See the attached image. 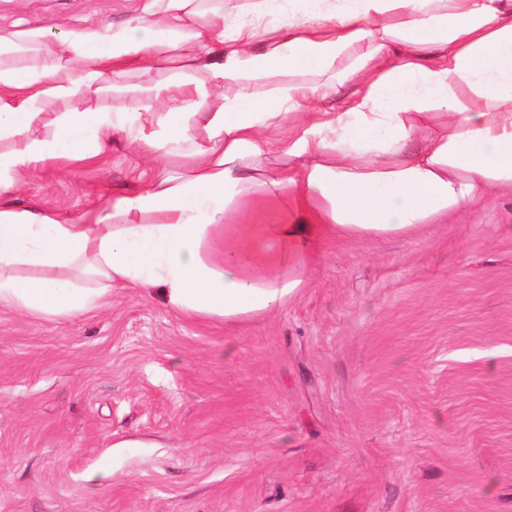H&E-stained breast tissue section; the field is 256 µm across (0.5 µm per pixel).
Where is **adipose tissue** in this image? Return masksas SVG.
<instances>
[{
	"label": "adipose tissue",
	"mask_w": 512,
	"mask_h": 512,
	"mask_svg": "<svg viewBox=\"0 0 512 512\" xmlns=\"http://www.w3.org/2000/svg\"><path fill=\"white\" fill-rule=\"evenodd\" d=\"M270 6L150 0L102 29L0 31V192L21 168L92 158L117 137L187 162L70 218L0 207V305L65 317L119 282L160 289L189 316L266 312L303 288L327 238L405 236L512 188V0H302L259 27ZM166 65L185 79L112 112L59 113L32 136L49 101ZM287 73L276 94L212 101L223 83ZM347 82L363 90L353 106L311 111ZM287 121L296 133L284 153L300 177L277 180L265 173L263 133ZM258 192L298 223H232Z\"/></svg>",
	"instance_id": "adipose-tissue-1"
}]
</instances>
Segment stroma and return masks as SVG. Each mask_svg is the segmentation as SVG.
Masks as SVG:
<instances>
[{"label": "stroma", "mask_w": 512, "mask_h": 512, "mask_svg": "<svg viewBox=\"0 0 512 512\" xmlns=\"http://www.w3.org/2000/svg\"><path fill=\"white\" fill-rule=\"evenodd\" d=\"M148 0H0L94 29ZM124 141L18 173L76 214L151 180ZM512 191L391 241L328 240L278 309L226 321L113 286L0 306V512H512Z\"/></svg>", "instance_id": "stroma-1"}]
</instances>
